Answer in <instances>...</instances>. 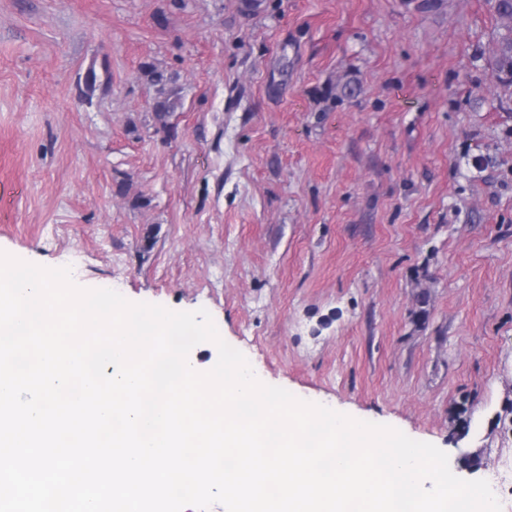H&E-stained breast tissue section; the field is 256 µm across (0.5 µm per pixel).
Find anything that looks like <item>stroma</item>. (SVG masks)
Returning <instances> with one entry per match:
<instances>
[{"instance_id":"35a3bbf8","label":"stroma","mask_w":512,"mask_h":512,"mask_svg":"<svg viewBox=\"0 0 512 512\" xmlns=\"http://www.w3.org/2000/svg\"><path fill=\"white\" fill-rule=\"evenodd\" d=\"M0 0V251L206 309L263 383L512 462L488 0ZM171 75L162 127L144 65ZM108 95L78 97L88 69Z\"/></svg>"}]
</instances>
